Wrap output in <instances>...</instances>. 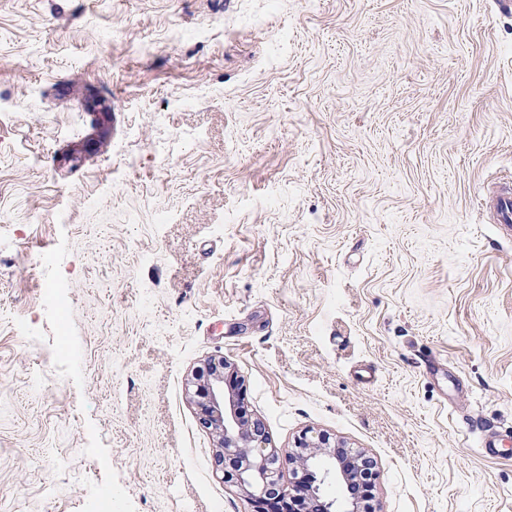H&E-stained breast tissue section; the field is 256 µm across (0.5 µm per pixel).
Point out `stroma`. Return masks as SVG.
Here are the masks:
<instances>
[{
    "instance_id": "stroma-1",
    "label": "stroma",
    "mask_w": 512,
    "mask_h": 512,
    "mask_svg": "<svg viewBox=\"0 0 512 512\" xmlns=\"http://www.w3.org/2000/svg\"><path fill=\"white\" fill-rule=\"evenodd\" d=\"M501 180L493 0H0V512H252L215 355L375 512H512Z\"/></svg>"
}]
</instances>
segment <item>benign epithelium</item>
Returning <instances> with one entry per match:
<instances>
[{"label": "benign epithelium", "instance_id": "benign-epithelium-1", "mask_svg": "<svg viewBox=\"0 0 512 512\" xmlns=\"http://www.w3.org/2000/svg\"><path fill=\"white\" fill-rule=\"evenodd\" d=\"M194 379L199 423L218 437L215 464L224 481L248 494L254 512H293L295 491L301 488L296 484L290 489L280 483V459L275 450L266 447L265 425L249 417L244 408V381L222 357L207 360ZM288 464L295 475L319 468L342 483L348 493L339 504L326 502L317 488L308 485L301 489L306 512H372L370 489L375 474L365 455L330 441L325 433L304 434L296 442V451L288 455Z\"/></svg>", "mask_w": 512, "mask_h": 512}]
</instances>
